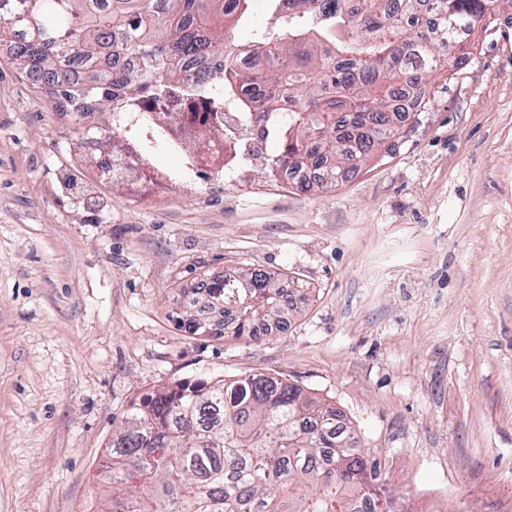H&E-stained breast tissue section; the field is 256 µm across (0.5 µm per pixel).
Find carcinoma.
<instances>
[{"mask_svg":"<svg viewBox=\"0 0 512 512\" xmlns=\"http://www.w3.org/2000/svg\"><path fill=\"white\" fill-rule=\"evenodd\" d=\"M250 0H0V40L13 60L38 72L69 107L85 94L99 109L118 98L148 115L187 112L207 128L232 102L245 132L272 138L273 176L281 169H321L313 184L333 185L344 168L389 152L411 115L400 86L427 79L447 61L465 64L469 40L512 0H268L271 21L250 52L233 34ZM122 34L138 68L87 67L81 79L62 67L112 55ZM224 48L222 69L183 74L175 63ZM280 88L290 109L266 94ZM288 279L234 269L201 287L237 312L224 338H251L260 321H284L306 300ZM195 289H181L178 328L206 336ZM112 433L104 475L112 512H378L388 464L358 446L344 415L294 383L262 373L203 385L177 381L132 400Z\"/></svg>","mask_w":512,"mask_h":512,"instance_id":"1","label":"carcinoma"}]
</instances>
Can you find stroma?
<instances>
[{
	"label": "stroma",
	"mask_w": 512,
	"mask_h": 512,
	"mask_svg": "<svg viewBox=\"0 0 512 512\" xmlns=\"http://www.w3.org/2000/svg\"><path fill=\"white\" fill-rule=\"evenodd\" d=\"M472 38L392 152L308 191L260 140L220 190L113 181L86 149L107 113L0 52V512H106L129 401L245 373L334 404L399 503L512 512V16ZM229 267L310 288L286 332L176 328L179 289Z\"/></svg>",
	"instance_id": "stroma-1"
}]
</instances>
